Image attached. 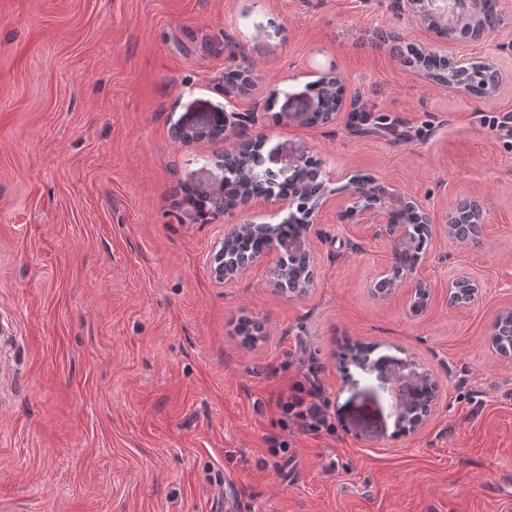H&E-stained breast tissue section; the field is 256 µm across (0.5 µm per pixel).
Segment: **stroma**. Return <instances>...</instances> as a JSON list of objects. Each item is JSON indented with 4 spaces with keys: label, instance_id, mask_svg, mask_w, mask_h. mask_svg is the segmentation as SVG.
Listing matches in <instances>:
<instances>
[{
    "label": "stroma",
    "instance_id": "35a3bbf8",
    "mask_svg": "<svg viewBox=\"0 0 512 512\" xmlns=\"http://www.w3.org/2000/svg\"><path fill=\"white\" fill-rule=\"evenodd\" d=\"M480 41L446 40L393 0H0V512H502L512 499V356L489 336L512 310V0ZM494 60L478 98L437 85L398 48ZM251 72L248 94L228 72ZM384 120L302 117L323 74ZM257 113L260 169L316 161L328 191L310 245L320 275L289 299L272 258L218 283L225 225L281 223L261 198L199 215L233 140L177 128ZM391 206L414 197L437 230L394 293L371 288L394 244L351 215L353 179ZM483 197L482 240L442 227ZM479 280L452 308L448 283ZM426 309L411 306L416 281ZM255 323L244 344L239 327ZM415 356L440 389L422 429L399 432L388 384L344 344ZM334 431L289 432L279 394L302 372ZM290 444L273 455L274 441Z\"/></svg>",
    "mask_w": 512,
    "mask_h": 512
}]
</instances>
